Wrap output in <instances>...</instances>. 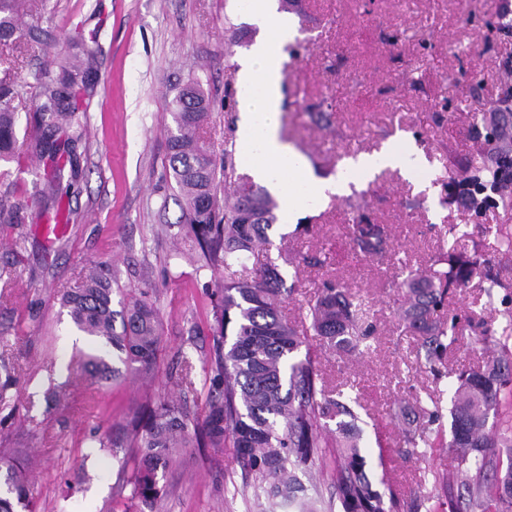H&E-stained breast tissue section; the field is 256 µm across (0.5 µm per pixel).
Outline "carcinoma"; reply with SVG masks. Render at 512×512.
I'll return each mask as SVG.
<instances>
[{"label":"carcinoma","instance_id":"cac0c4a2","mask_svg":"<svg viewBox=\"0 0 512 512\" xmlns=\"http://www.w3.org/2000/svg\"><path fill=\"white\" fill-rule=\"evenodd\" d=\"M30 0H0V45L22 39L49 44L50 35L24 22ZM96 55L86 45L74 58L57 61L58 76L36 78L31 84L3 71L0 79V161L18 156L19 112L14 101L33 94L37 121L32 133L33 153L46 164L38 175L32 198L0 196V224H23L58 209L62 197L65 163L75 168L77 148L89 138V125L81 101L90 90L88 73ZM170 113L175 128L167 137V158L182 199L183 224L202 265L224 268V283L212 293L216 321L214 362L208 413L200 421L184 403L158 400L148 404L134 420V435H114L103 447L137 448L131 499L140 512H155L160 497L158 475L170 462L175 448L205 443H229L244 472L251 477L256 499L289 512H318L311 506L309 488L296 476L326 449L336 455L332 487L343 512H397L400 500L388 488H375L367 471V458L359 444L358 416L352 405L358 397L341 389H329L311 353L299 356L303 345L298 326H303L337 351L355 352L373 334L364 317L360 295L350 286L325 282L315 302L309 304L300 324L279 311L280 265L269 258L251 280L237 276L235 267L270 244L267 229L275 220L274 202L268 192L236 171L233 150L218 160L195 137L208 118L206 94L200 83L189 79L173 98ZM234 187L224 193L221 186ZM353 247L368 255L386 250L384 231L378 224H354ZM428 275L408 272L404 281L402 319L421 341L431 366L448 352V336L455 321H443L438 312L448 289L467 282L480 262L449 249L434 261ZM112 270L96 266L76 288L61 294L77 331L112 347V356L91 355L85 372L99 381H118L127 373L153 370L161 335L154 305L145 299L122 302L112 309ZM512 318L498 338L500 354L486 365L458 375L451 398L450 440L442 435L439 409L419 406L425 425L417 446L454 449L461 469L472 473L465 493L448 498L450 512H512V423L489 422L498 416L501 395L512 391ZM336 422V429L330 422ZM0 512L29 509V480L16 461L0 459Z\"/></svg>","mask_w":512,"mask_h":512}]
</instances>
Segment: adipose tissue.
<instances>
[{
  "instance_id": "ef3b65f1",
  "label": "adipose tissue",
  "mask_w": 512,
  "mask_h": 512,
  "mask_svg": "<svg viewBox=\"0 0 512 512\" xmlns=\"http://www.w3.org/2000/svg\"><path fill=\"white\" fill-rule=\"evenodd\" d=\"M238 2L242 14L261 28L262 35L238 62L235 141L243 168L277 198L285 220H293L324 198L364 187L385 169L399 171L404 179L421 187L429 183L428 161L400 136L388 140L380 150L347 157L335 176L316 177L308 158L281 134L283 49L296 36L297 21L280 10L278 0Z\"/></svg>"
}]
</instances>
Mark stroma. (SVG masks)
I'll return each instance as SVG.
<instances>
[{
	"instance_id": "1",
	"label": "stroma",
	"mask_w": 512,
	"mask_h": 512,
	"mask_svg": "<svg viewBox=\"0 0 512 512\" xmlns=\"http://www.w3.org/2000/svg\"><path fill=\"white\" fill-rule=\"evenodd\" d=\"M30 23L52 32L51 45L0 46V70L14 65L20 79L43 73L51 54L75 53L79 39L97 36L102 52L88 107L89 140L77 150L79 176L60 211L38 221L0 224V353L15 362L19 411L0 422V455L30 465L35 512H139L119 488L133 476V451L103 448L112 432L129 428L150 400L187 401L206 415L214 356L215 320L208 291L223 271L175 256L183 233L181 198L165 168L173 122L169 103L179 84L197 79L210 103L200 131L210 153L223 157L239 118L236 59L257 29L234 41L236 0H37ZM500 0H290L298 34L283 64L282 134L309 159L317 177L335 175L342 161L380 149L403 135L432 169L431 192L419 191L395 170L350 195L333 197L296 217L275 221L268 254L246 260L253 276L264 256L288 250L282 266L289 293L282 315L297 321L324 281L359 292L375 327L364 354L334 352L305 336L327 383L354 385L368 418L361 445L378 487H392L400 512H429L442 497L436 472L454 463L451 449L415 448L405 410L437 403L448 409L458 371L484 365L482 333L496 336L512 311V252L498 229L512 230V206L474 212L449 200L447 185L468 176L503 142L493 137L492 113L512 97V15ZM43 165L29 151L0 162V194L27 197ZM75 220H68V213ZM385 228L387 248L355 250L348 227ZM479 255L482 269L451 289L444 307L456 334L438 371H431L417 337L402 320L400 283L408 271L427 273L447 248ZM112 269L114 299L153 300L161 321L152 375H134L79 390L60 404L43 398L46 364L58 381L81 374L84 357L104 345L79 335L59 296L95 265ZM500 288L490 289L488 275ZM192 387L181 386L183 363ZM388 448L378 456V442ZM157 512H262L233 448L177 449L159 476Z\"/></svg>"
}]
</instances>
